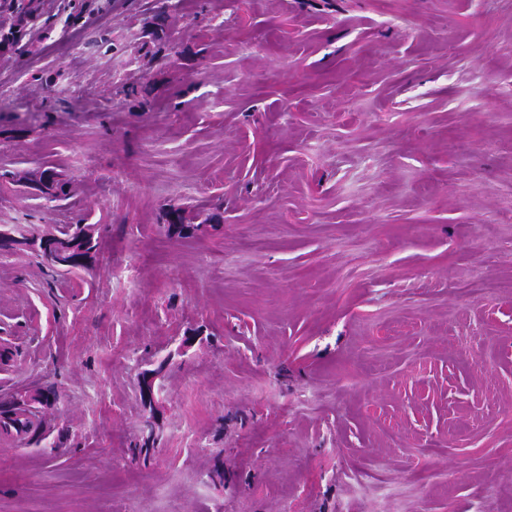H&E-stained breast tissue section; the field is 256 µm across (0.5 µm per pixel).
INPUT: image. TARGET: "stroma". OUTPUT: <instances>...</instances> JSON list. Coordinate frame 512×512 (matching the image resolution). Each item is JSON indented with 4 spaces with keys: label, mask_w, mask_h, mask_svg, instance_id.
I'll return each instance as SVG.
<instances>
[{
    "label": "stroma",
    "mask_w": 512,
    "mask_h": 512,
    "mask_svg": "<svg viewBox=\"0 0 512 512\" xmlns=\"http://www.w3.org/2000/svg\"><path fill=\"white\" fill-rule=\"evenodd\" d=\"M22 41L0 173L109 229L0 255V395L54 386L61 442L0 435V512H512V0H39ZM26 180L31 183H41L43 188L41 189L44 194V199L48 202H56L66 199L70 194V182L56 174L49 176L47 181L44 182V173H25L20 175L17 181ZM19 240H14L15 245H1L0 253H15L20 251L37 252L50 267L64 268L66 271L72 269L87 268L94 264L99 256V236L94 238L89 224L68 225L65 230L58 231L59 235L49 238H38L28 235L20 225H16ZM50 251L62 257L63 264L49 262L46 259V252Z\"/></svg>",
    "instance_id": "stroma-1"
}]
</instances>
